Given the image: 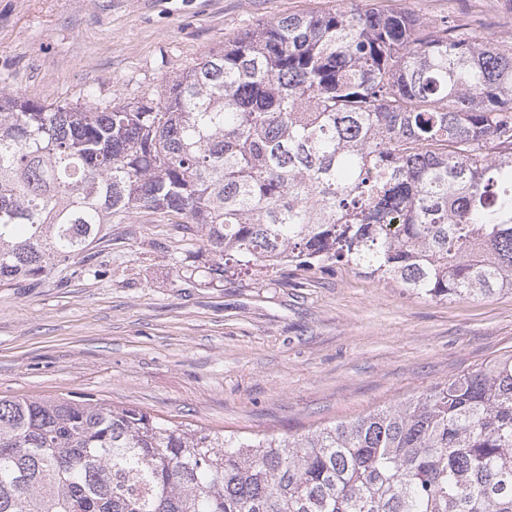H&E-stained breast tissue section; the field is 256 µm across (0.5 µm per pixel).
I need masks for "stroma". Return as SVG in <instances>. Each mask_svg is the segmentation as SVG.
Segmentation results:
<instances>
[{
    "instance_id": "stroma-1",
    "label": "stroma",
    "mask_w": 512,
    "mask_h": 512,
    "mask_svg": "<svg viewBox=\"0 0 512 512\" xmlns=\"http://www.w3.org/2000/svg\"><path fill=\"white\" fill-rule=\"evenodd\" d=\"M427 20L504 0H358ZM342 0H0V87L47 104L159 94L254 26ZM197 226L144 211L113 225L95 271L0 286V395L86 396L227 434H300L512 352V293L411 294L345 265L182 270Z\"/></svg>"
}]
</instances>
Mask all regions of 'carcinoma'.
Segmentation results:
<instances>
[{
  "mask_svg": "<svg viewBox=\"0 0 512 512\" xmlns=\"http://www.w3.org/2000/svg\"><path fill=\"white\" fill-rule=\"evenodd\" d=\"M141 210L206 284L290 264L431 298L512 291V45L353 3L258 24L120 106L0 89V283ZM0 512H512V353L303 434L0 395Z\"/></svg>",
  "mask_w": 512,
  "mask_h": 512,
  "instance_id": "obj_1",
  "label": "carcinoma"
}]
</instances>
